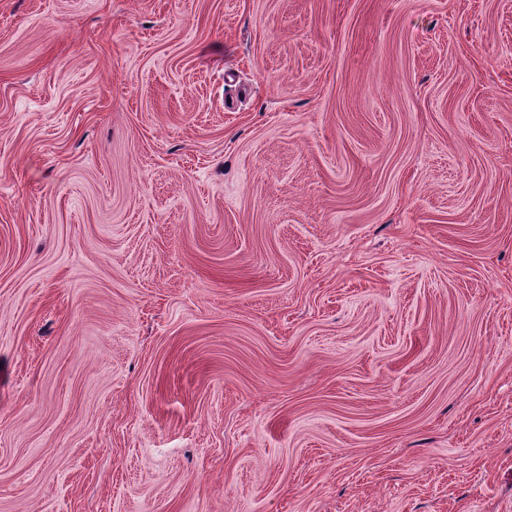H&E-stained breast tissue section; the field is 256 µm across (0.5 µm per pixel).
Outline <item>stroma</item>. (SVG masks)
<instances>
[{
	"mask_svg": "<svg viewBox=\"0 0 512 512\" xmlns=\"http://www.w3.org/2000/svg\"><path fill=\"white\" fill-rule=\"evenodd\" d=\"M0 512H512V0H0Z\"/></svg>",
	"mask_w": 512,
	"mask_h": 512,
	"instance_id": "stroma-1",
	"label": "stroma"
}]
</instances>
